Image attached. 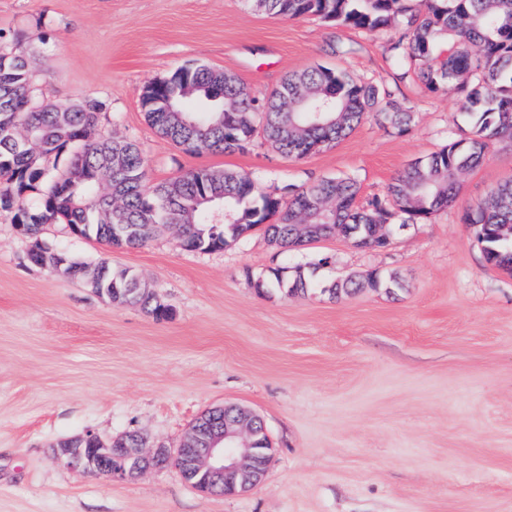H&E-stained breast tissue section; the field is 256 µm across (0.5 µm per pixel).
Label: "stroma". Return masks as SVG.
Masks as SVG:
<instances>
[{"mask_svg":"<svg viewBox=\"0 0 512 512\" xmlns=\"http://www.w3.org/2000/svg\"><path fill=\"white\" fill-rule=\"evenodd\" d=\"M384 31L274 18L246 0H0V48L31 43L38 97L102 103L99 134L136 143L157 184L233 169L260 192L349 177L359 203L468 128L453 89L393 79ZM197 63L258 97L324 66L410 108L398 132L366 118L334 145L291 159L255 140L187 153L146 121L144 85ZM512 179V144H492L454 204L394 231L382 249L335 235L287 252L261 233L186 253L173 234L108 248L47 225L48 245L89 265L130 268L172 310L156 320L86 281L34 265L0 210V512H512V273L488 264L465 221ZM329 258L321 279L398 274L397 294L362 289L257 296L252 278ZM262 417L273 462L241 496L206 494L171 467L109 481L52 458L60 440L136 432L177 448L205 409Z\"/></svg>","mask_w":512,"mask_h":512,"instance_id":"1","label":"stroma"}]
</instances>
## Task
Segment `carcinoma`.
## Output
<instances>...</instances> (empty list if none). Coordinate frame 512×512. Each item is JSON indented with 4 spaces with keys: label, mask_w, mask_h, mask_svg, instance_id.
Instances as JSON below:
<instances>
[{
    "label": "carcinoma",
    "mask_w": 512,
    "mask_h": 512,
    "mask_svg": "<svg viewBox=\"0 0 512 512\" xmlns=\"http://www.w3.org/2000/svg\"><path fill=\"white\" fill-rule=\"evenodd\" d=\"M269 16L297 19L317 16L359 31L391 32L387 50L400 80L418 79L430 90L454 88L462 108L483 104L469 134L448 142L425 160L404 168L386 197L357 205L359 188L349 177L288 184L273 194H258L254 179L224 169L192 170L147 185L146 160L124 138L95 134L102 105L74 103L68 111L38 99L22 42L0 50V209L14 212L16 225L32 235L48 224H64L77 238L117 248L146 245L163 228H176L181 250H221L260 228L269 243L303 246L337 232L362 247H381L380 224H417L447 208L461 176L479 164L491 144L512 140V0H247ZM376 86L323 67L288 75L259 100L239 78L204 65H186L163 80L146 84L140 105L146 120L176 144L184 136L177 116L196 125L193 151L232 153L260 135L289 158L302 156L304 144L327 147L346 137L378 102ZM381 119L403 132L413 113L390 104ZM75 149L73 170L81 178L60 177L36 207L21 201L39 190L45 163L65 147ZM475 225L486 262L512 271V182L498 186L466 216ZM309 224L305 235L297 225ZM61 274L87 278L96 293L115 302H132L156 320L172 309L145 288L139 274L113 270L102 262L91 268L59 251ZM323 257L295 267L272 268L252 280L260 295L279 290L307 294L316 288L336 298L362 288L392 294L399 277L366 272L325 286L315 270ZM203 426H224V409L213 407Z\"/></svg>",
    "instance_id": "obj_1"
}]
</instances>
